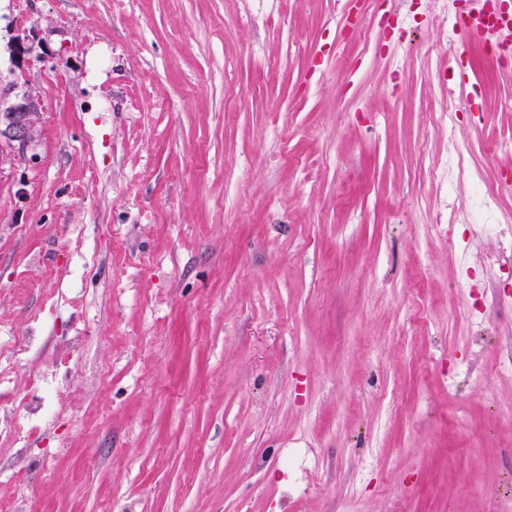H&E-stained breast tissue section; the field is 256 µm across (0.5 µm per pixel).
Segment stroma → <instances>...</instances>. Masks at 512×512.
I'll list each match as a JSON object with an SVG mask.
<instances>
[{"mask_svg": "<svg viewBox=\"0 0 512 512\" xmlns=\"http://www.w3.org/2000/svg\"><path fill=\"white\" fill-rule=\"evenodd\" d=\"M343 5L0 0L14 512H512V79L440 0ZM0 160L6 149H23L36 134L38 104L30 93L12 101L10 107L0 111Z\"/></svg>", "mask_w": 512, "mask_h": 512, "instance_id": "stroma-1", "label": "stroma"}]
</instances>
